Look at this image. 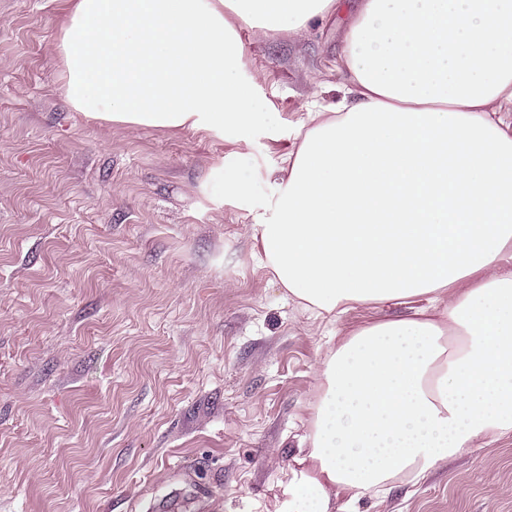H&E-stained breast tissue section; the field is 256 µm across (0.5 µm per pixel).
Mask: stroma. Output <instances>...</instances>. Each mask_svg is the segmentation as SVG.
<instances>
[{"label": "stroma", "instance_id": "1", "mask_svg": "<svg viewBox=\"0 0 512 512\" xmlns=\"http://www.w3.org/2000/svg\"><path fill=\"white\" fill-rule=\"evenodd\" d=\"M74 0H0V512H275L340 329L252 255L305 102L336 104L342 16L242 32L259 117L241 140L86 119L56 44ZM233 157L246 196L212 175ZM360 512H512V435Z\"/></svg>", "mask_w": 512, "mask_h": 512}]
</instances>
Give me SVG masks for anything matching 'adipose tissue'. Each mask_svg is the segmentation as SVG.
<instances>
[{
  "label": "adipose tissue",
  "instance_id": "obj_1",
  "mask_svg": "<svg viewBox=\"0 0 512 512\" xmlns=\"http://www.w3.org/2000/svg\"><path fill=\"white\" fill-rule=\"evenodd\" d=\"M340 0H75L56 46L93 119L237 136L258 117L241 31L301 32ZM343 96L306 104L251 225L304 309L415 303L320 361L277 512L420 484L512 433V0H351ZM465 290H456L460 281Z\"/></svg>",
  "mask_w": 512,
  "mask_h": 512
}]
</instances>
